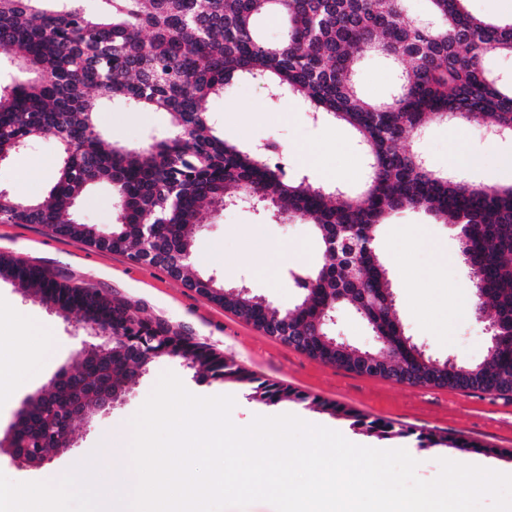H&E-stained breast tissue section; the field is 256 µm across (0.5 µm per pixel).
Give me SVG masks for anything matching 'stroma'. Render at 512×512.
<instances>
[{
	"mask_svg": "<svg viewBox=\"0 0 512 512\" xmlns=\"http://www.w3.org/2000/svg\"><path fill=\"white\" fill-rule=\"evenodd\" d=\"M355 80L362 95L384 100L391 94L397 71L382 57L366 56L356 65ZM203 107L225 140L274 145L275 160L289 175L318 185L352 189L365 179L364 158L351 132L337 123L313 122L294 99L273 100L262 86L240 83L222 96L208 98ZM97 119L109 143L129 148L166 137L170 130L166 113L141 112L116 101L101 102ZM457 143L475 155V163L452 164L451 149ZM409 147L421 152L432 170L481 185L512 183V137H491L482 123L431 122ZM59 157L54 139H32L26 149L0 165V188L24 199L43 197L54 181V163ZM78 216L80 222L99 231H110L116 218L110 185L99 183L87 188L78 202ZM201 219L193 252L200 273L225 284L245 283L253 293L281 307H291L298 300L288 279L289 268L299 262L316 266L324 261L311 224L275 220L262 205L242 203L223 210L206 209ZM412 238L420 241L413 254L420 272L432 271L445 256L452 264L444 272L445 285L428 289L417 300L403 288L400 271L390 269L396 316L405 334L432 357L460 363L482 361L489 346L484 331L487 321L464 310L473 286L460 259L455 232L430 213L407 210L379 227L376 246L386 259ZM0 254L22 258L59 280L119 300L142 318L171 325L256 377L308 396L302 403L267 404L249 399L244 385L202 382L186 362L161 358L129 385L121 404L109 413L76 423L71 450L51 455L45 464L34 468L18 467L9 456L1 455L0 472L11 480L54 481L85 461L113 431L128 428L167 371L177 375L195 395L233 396L231 420L238 426L250 424L260 414L294 413L373 448L406 449L418 463V477L426 481L438 476L443 459L512 474V461L503 456L512 449V398L398 384L321 363L174 282L161 267L56 235L37 224H0ZM79 320L76 314L63 318L25 296L14 282L0 279V360H12L25 350L36 354L31 369L0 387L1 434L28 397L44 389L58 371L75 366L81 342L87 337L77 327ZM314 397L392 422L398 429L460 437L494 447L495 452L485 455L441 447L420 449L410 438L382 440L314 409L310 404Z\"/></svg>",
	"mask_w": 512,
	"mask_h": 512,
	"instance_id": "obj_1",
	"label": "stroma"
}]
</instances>
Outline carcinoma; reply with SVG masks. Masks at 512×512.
Wrapping results in <instances>:
<instances>
[{
    "instance_id": "obj_1",
    "label": "carcinoma",
    "mask_w": 512,
    "mask_h": 512,
    "mask_svg": "<svg viewBox=\"0 0 512 512\" xmlns=\"http://www.w3.org/2000/svg\"><path fill=\"white\" fill-rule=\"evenodd\" d=\"M276 15L283 37L268 42L259 21ZM0 53L17 76L0 86V156L12 158L31 137L58 143L54 185L41 200L7 197L1 224H39L73 236L75 204L90 185L105 182L117 202L116 221L105 239L91 244L140 259L151 250L193 252V230L206 206L239 195L271 205L272 216L313 224L326 255L317 266L288 271L299 302L292 308L287 346L318 360L359 372L362 352L336 355L325 310L350 308L385 338L398 367L419 386L449 387L512 396V186L469 188L434 170L418 171L403 144L431 120H477L512 132V81L492 79L488 59L512 56V21L470 12L468 0H425L422 18L403 0H0ZM363 56L401 67L390 99L362 96L354 80ZM261 83L270 98L302 101L316 120L337 121L353 132L363 153L364 188L315 186L287 177L271 165V149L224 140L203 102L237 83ZM120 100L145 112L168 114L172 135L146 148L109 146L96 122L97 102ZM424 210L458 231L460 252L474 284V313H491L499 342L484 361L439 360L405 335L394 314L395 296L377 251L359 248L389 216ZM155 226L151 242L141 225ZM0 275L54 304L112 324L129 342L112 346L93 383L123 393L140 373L167 354L180 352L199 380L249 386L265 403L303 402L306 396L262 381L161 322L139 318L122 302L62 282L19 257L0 255ZM203 275L188 262L174 276L189 289ZM213 297L266 332L282 309L252 294ZM322 410L381 439L415 437L420 448L443 446L499 453L462 438L397 429L336 403ZM20 430L26 448L51 447L49 410L37 404Z\"/></svg>"
}]
</instances>
